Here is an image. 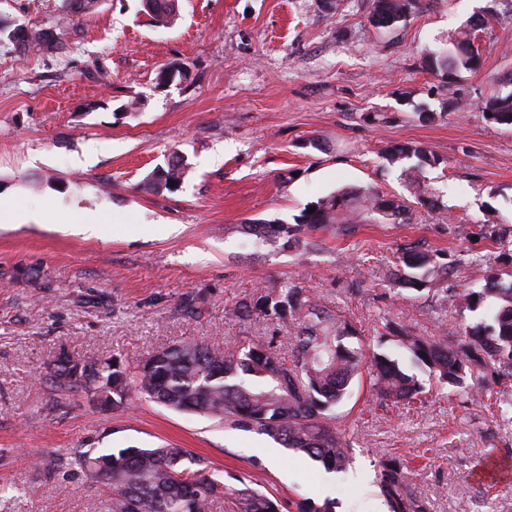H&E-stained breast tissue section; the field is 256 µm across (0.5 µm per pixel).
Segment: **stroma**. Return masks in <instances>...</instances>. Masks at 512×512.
Masks as SVG:
<instances>
[{
	"instance_id": "stroma-1",
	"label": "stroma",
	"mask_w": 512,
	"mask_h": 512,
	"mask_svg": "<svg viewBox=\"0 0 512 512\" xmlns=\"http://www.w3.org/2000/svg\"><path fill=\"white\" fill-rule=\"evenodd\" d=\"M371 4L179 0L177 25L163 28L141 0L82 14L65 0H0V25L30 34L0 44V199L30 214L0 223V512H100V486L71 457L168 443L281 512L302 499L377 512L385 458L401 462L424 512H512V479L477 476L490 461L512 465V377L494 408L423 369L417 402L385 406L361 389L336 409L353 460L334 475L224 421L54 393L63 356L99 364L268 335L232 307L274 282L343 311L370 344L388 319L417 336L458 335L478 314L443 296L492 273L512 282V126L483 111L512 91V0H418L390 29L370 22ZM476 14L481 72L426 71V51ZM166 66L185 78L158 83ZM395 143L439 163L412 183L405 162L383 157ZM175 155L183 181L146 190ZM366 186L405 205L401 223L318 227L288 245L304 209ZM87 220L95 235L72 233ZM258 220L273 244L249 231ZM408 244L440 263L417 290L398 277Z\"/></svg>"
}]
</instances>
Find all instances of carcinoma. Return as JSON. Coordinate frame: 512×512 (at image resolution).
Masks as SVG:
<instances>
[{"mask_svg":"<svg viewBox=\"0 0 512 512\" xmlns=\"http://www.w3.org/2000/svg\"><path fill=\"white\" fill-rule=\"evenodd\" d=\"M155 26L168 28L179 18L178 0H142ZM415 0H372L371 22L392 28L407 20ZM479 21H469L448 42L430 50L425 68L435 74L460 76L476 73L481 56L475 47ZM489 120L512 125V93L495 95L484 102ZM391 160L414 161L411 169L422 172L437 163L428 150L410 144L389 149ZM185 173L183 159L152 174L145 186L155 192L171 189ZM304 213L299 223H363L373 220L398 222L403 206L386 201L370 188L332 192ZM401 279L419 283L421 273L437 267L435 255L405 248L398 257ZM494 295L499 303L486 309L479 322L464 328L455 342L411 336L396 323L384 325L378 345L398 337L411 362L435 375L439 382L463 389L488 406H495L498 391L488 378L491 366L512 371V284L504 286L489 275L480 288H469L464 297L477 308ZM235 312L256 316L272 326L269 339L228 341L224 347L189 343L154 352L140 360L91 364L79 358L57 361L54 383L59 391L76 392L93 387L112 395V406L123 407L132 398H148L169 409L226 420L234 426L268 435L296 453H304L328 470L350 463V444L331 422V414L362 381L363 371L373 369L371 388L381 402L394 405L414 401L424 386L416 374L384 352L366 353L349 346L354 327L342 316L323 309L314 297L294 281L264 286L237 302ZM288 355L272 350L275 335L286 326ZM197 461L182 448H120L102 454L83 453L73 465L91 481L106 487L103 512H212L216 502L230 491L224 481L195 469ZM405 476L394 459L381 461L380 493L391 512H423L412 496L404 493ZM239 512H279L278 502L250 487L234 490Z\"/></svg>","mask_w":512,"mask_h":512,"instance_id":"obj_1","label":"carcinoma"}]
</instances>
